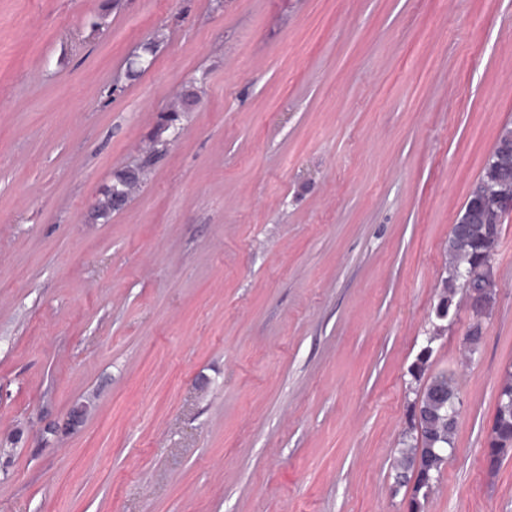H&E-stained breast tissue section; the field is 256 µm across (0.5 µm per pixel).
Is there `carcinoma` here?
<instances>
[{"label": "carcinoma", "mask_w": 512, "mask_h": 512, "mask_svg": "<svg viewBox=\"0 0 512 512\" xmlns=\"http://www.w3.org/2000/svg\"><path fill=\"white\" fill-rule=\"evenodd\" d=\"M143 171L131 172L125 168L105 191L98 205L100 216L112 214L140 183ZM501 233L486 239L474 234L460 244L448 242V277L443 281L439 300L434 307L438 320L449 317L454 300L461 293L466 301L481 293L484 276L493 273L492 257L499 245ZM435 349L420 348L410 368L417 382L410 405L409 425L402 434L393 461L394 483L412 489L407 512H422L425 502L434 493L442 469L454 448L461 405L460 387L455 372L442 369L431 372V359ZM512 455V371L508 370L499 385L497 403L488 429L484 456L488 474L493 476L504 460Z\"/></svg>", "instance_id": "1"}]
</instances>
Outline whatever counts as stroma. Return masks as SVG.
Here are the masks:
<instances>
[{
    "label": "stroma",
    "instance_id": "35a3bbf8",
    "mask_svg": "<svg viewBox=\"0 0 512 512\" xmlns=\"http://www.w3.org/2000/svg\"><path fill=\"white\" fill-rule=\"evenodd\" d=\"M505 126L512 0H0V512H405L408 369ZM492 265L479 352L463 306L435 343L423 512H512V215ZM130 168L121 170L116 176L112 185L105 191L104 199L99 203L97 209L103 218L112 214V208L119 206L140 183L144 172V166L139 171L130 172ZM132 192L130 193V195ZM434 352V346H422L410 368L413 379L417 382L424 379V382L411 402L409 425L393 461L394 483L412 489L407 512L423 511L454 448L460 387L454 371L442 369L430 373ZM484 456L489 475H495L512 454V371L507 369L499 385L497 403L488 429Z\"/></svg>",
    "mask_w": 512,
    "mask_h": 512
}]
</instances>
